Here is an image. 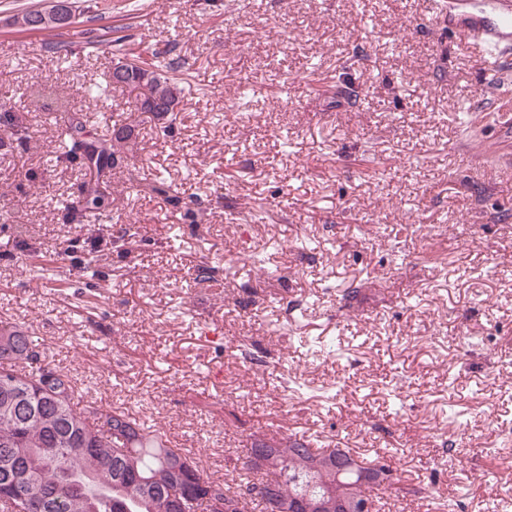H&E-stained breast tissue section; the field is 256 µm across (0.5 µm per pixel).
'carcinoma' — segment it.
<instances>
[{
  "instance_id": "obj_1",
  "label": "carcinoma",
  "mask_w": 512,
  "mask_h": 512,
  "mask_svg": "<svg viewBox=\"0 0 512 512\" xmlns=\"http://www.w3.org/2000/svg\"><path fill=\"white\" fill-rule=\"evenodd\" d=\"M113 43V56L126 61V71L109 79L129 89L132 107L166 122L186 105L187 93L176 73L188 61L173 44L152 58L131 59ZM129 125H113L112 145L87 130L78 117H66L58 129L59 158L79 162L101 173L121 158L122 144L133 135ZM152 191L196 221L197 200L181 198L163 175L150 181ZM108 197L86 186L74 205L63 204L66 220L107 209ZM40 345L20 321H0V487L29 478L40 494V512H211L214 492L234 506L233 512H379L384 495L398 489L400 477L387 464L395 448H381L368 468L350 466V451L314 448L292 437H272L274 460L251 464L249 476L231 485L208 476L190 457L169 446L127 410L97 402L75 408L76 381L61 368L40 364ZM259 501L262 509L250 507Z\"/></svg>"
}]
</instances>
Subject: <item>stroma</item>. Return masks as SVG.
I'll return each instance as SVG.
<instances>
[{"instance_id":"35a3bbf8","label":"stroma","mask_w":512,"mask_h":512,"mask_svg":"<svg viewBox=\"0 0 512 512\" xmlns=\"http://www.w3.org/2000/svg\"><path fill=\"white\" fill-rule=\"evenodd\" d=\"M44 2L0 0V320L25 322L83 399L130 409L212 477L238 479L272 432L361 459L391 442L408 493L381 512L436 497L498 512L512 495L498 434L512 426V102L478 53L431 25L427 0H75L71 27L17 24ZM114 29L130 54L175 40L189 57L171 133L123 86L85 101ZM59 40L68 56L47 52ZM63 112L106 142L134 128L103 178L108 210L80 233L53 205L91 179L56 158ZM159 172L198 198V223L129 196ZM127 223L133 238L113 243ZM303 336L337 337L344 355Z\"/></svg>"}]
</instances>
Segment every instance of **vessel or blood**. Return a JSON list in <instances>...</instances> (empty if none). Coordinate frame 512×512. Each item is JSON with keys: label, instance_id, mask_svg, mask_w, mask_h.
I'll return each instance as SVG.
<instances>
[{"label": "vessel or blood", "instance_id": "vessel-or-blood-1", "mask_svg": "<svg viewBox=\"0 0 512 512\" xmlns=\"http://www.w3.org/2000/svg\"><path fill=\"white\" fill-rule=\"evenodd\" d=\"M431 20L482 56L512 50V0H435Z\"/></svg>", "mask_w": 512, "mask_h": 512}]
</instances>
